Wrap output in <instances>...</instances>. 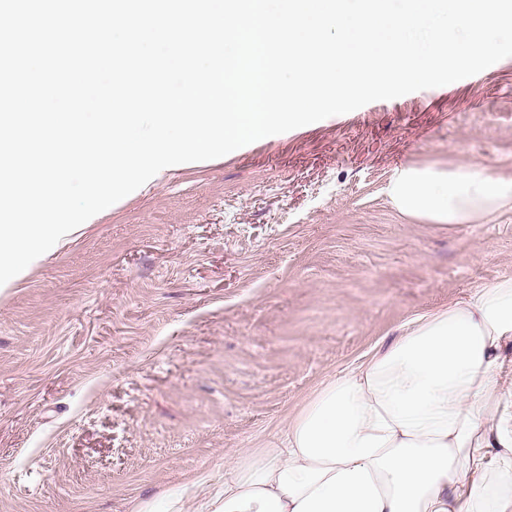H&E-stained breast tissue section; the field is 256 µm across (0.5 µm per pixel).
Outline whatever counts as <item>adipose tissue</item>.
I'll return each instance as SVG.
<instances>
[{
	"instance_id": "adipose-tissue-1",
	"label": "adipose tissue",
	"mask_w": 512,
	"mask_h": 512,
	"mask_svg": "<svg viewBox=\"0 0 512 512\" xmlns=\"http://www.w3.org/2000/svg\"><path fill=\"white\" fill-rule=\"evenodd\" d=\"M389 195L403 214L476 224L512 207V178L409 167ZM213 512H512V277L315 389L281 438L225 468Z\"/></svg>"
}]
</instances>
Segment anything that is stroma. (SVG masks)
<instances>
[{
  "label": "stroma",
  "instance_id": "1",
  "mask_svg": "<svg viewBox=\"0 0 512 512\" xmlns=\"http://www.w3.org/2000/svg\"><path fill=\"white\" fill-rule=\"evenodd\" d=\"M512 177V57L149 181L0 295V512L224 494L314 389L512 276V208L434 224L407 166ZM202 474L206 492L189 480Z\"/></svg>",
  "mask_w": 512,
  "mask_h": 512
}]
</instances>
